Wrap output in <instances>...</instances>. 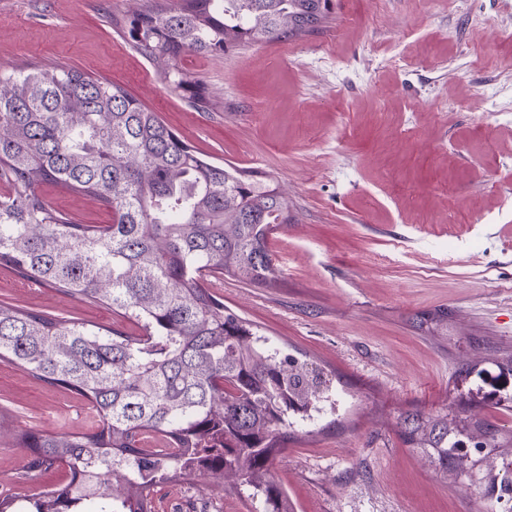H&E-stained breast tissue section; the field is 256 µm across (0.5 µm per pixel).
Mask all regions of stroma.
Wrapping results in <instances>:
<instances>
[{"label": "stroma", "instance_id": "obj_1", "mask_svg": "<svg viewBox=\"0 0 512 512\" xmlns=\"http://www.w3.org/2000/svg\"><path fill=\"white\" fill-rule=\"evenodd\" d=\"M155 0H0V72L62 66L115 83L204 156L278 181L293 216L269 239L278 283L217 281L225 306L332 371L344 410L288 440L272 468L296 512H506L503 471L451 478L401 435L408 413L512 433V0H335L327 27L180 61L192 108L117 23ZM78 224L91 197L42 185ZM0 301L131 331L119 313L0 266ZM447 309L448 325L420 326ZM85 399L0 363V494L66 478L29 469L14 433L88 431ZM154 512H255L246 486L171 482Z\"/></svg>", "mask_w": 512, "mask_h": 512}]
</instances>
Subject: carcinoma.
<instances>
[{"mask_svg":"<svg viewBox=\"0 0 512 512\" xmlns=\"http://www.w3.org/2000/svg\"><path fill=\"white\" fill-rule=\"evenodd\" d=\"M333 0H174L124 29L163 80L205 100L187 53L297 39L329 23ZM0 266L75 300L122 311L140 333L77 323L0 302V362L87 399L88 432L13 435L28 468L62 466L67 481L33 512H152L164 483L200 474L237 480L262 512H295L271 474L290 418L329 376L276 358L258 327L224 306L212 282L228 274L272 286L269 236L288 223L273 180L205 158L160 116L112 83L75 69L0 73ZM42 184L97 198L112 223L76 224L36 193ZM406 443L457 475L468 426L448 414H408ZM160 436L162 447L142 441Z\"/></svg>","mask_w":512,"mask_h":512,"instance_id":"carcinoma-1","label":"carcinoma"}]
</instances>
